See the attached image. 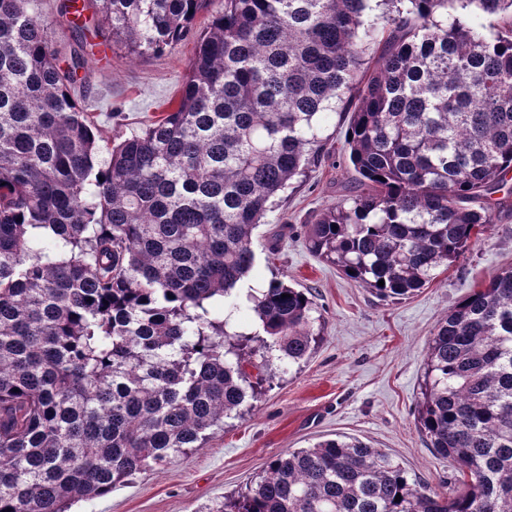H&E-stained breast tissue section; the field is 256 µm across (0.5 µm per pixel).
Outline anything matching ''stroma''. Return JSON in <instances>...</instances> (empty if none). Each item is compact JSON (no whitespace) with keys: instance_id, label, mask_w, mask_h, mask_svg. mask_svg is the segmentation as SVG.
Wrapping results in <instances>:
<instances>
[{"instance_id":"35a3bbf8","label":"stroma","mask_w":512,"mask_h":512,"mask_svg":"<svg viewBox=\"0 0 512 512\" xmlns=\"http://www.w3.org/2000/svg\"><path fill=\"white\" fill-rule=\"evenodd\" d=\"M58 0H32L61 55L83 50L85 86L75 97L97 130L100 158L114 140L163 117L180 96L197 32L209 26L224 0H208L192 32L160 54L131 55L102 26L91 47L57 24ZM349 118L332 114L322 134L329 156L308 177L279 194L253 233L255 259L239 290L271 279L314 298L320 340L305 360L291 363L261 350L271 374L262 388L215 429L205 448L136 475L104 497L71 512H208L225 495L244 489L276 454L331 438H354L386 452L410 476L433 488L456 477L453 459L428 448L417 426L428 343L439 320L472 288L512 267V211H494L487 230L464 257L438 269L414 296L382 299L323 262L309 249L307 220L345 199L355 172L341 150Z\"/></svg>"}]
</instances>
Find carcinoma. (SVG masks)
I'll list each match as a JSON object with an SVG mask.
<instances>
[{
    "mask_svg": "<svg viewBox=\"0 0 512 512\" xmlns=\"http://www.w3.org/2000/svg\"><path fill=\"white\" fill-rule=\"evenodd\" d=\"M29 2L0 0V512H70L204 447L269 381L260 348L311 354L307 292L234 290L331 114L351 112L356 177L309 248L377 296L423 288L512 205V0H224L175 108L101 163L73 95L85 59L61 65ZM205 3L62 0L59 24L161 53ZM243 312L261 345L230 323ZM417 423L453 485L334 438L274 456L210 512H512V268L438 322Z\"/></svg>",
    "mask_w": 512,
    "mask_h": 512,
    "instance_id": "cac0c4a2",
    "label": "carcinoma"
}]
</instances>
